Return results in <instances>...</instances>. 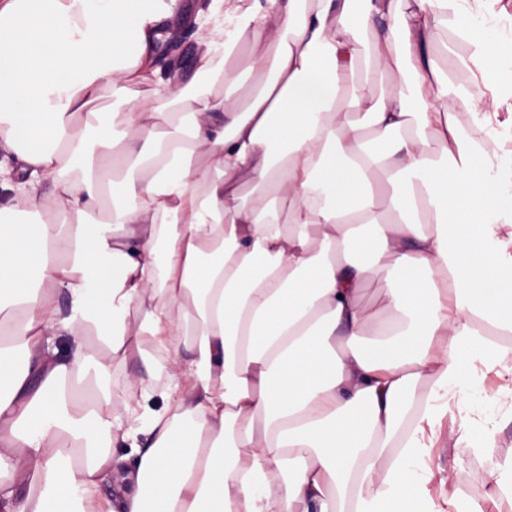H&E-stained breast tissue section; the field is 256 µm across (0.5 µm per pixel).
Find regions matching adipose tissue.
<instances>
[{
  "instance_id": "1",
  "label": "adipose tissue",
  "mask_w": 512,
  "mask_h": 512,
  "mask_svg": "<svg viewBox=\"0 0 512 512\" xmlns=\"http://www.w3.org/2000/svg\"><path fill=\"white\" fill-rule=\"evenodd\" d=\"M177 3L0 0V512H437L426 430L453 415L456 446L492 447V414L461 401L487 370L512 397V46L473 24L496 0H206L175 86L155 58ZM442 28L470 46L444 66ZM367 30L383 95L355 76ZM251 42L241 107L228 65ZM91 331L111 355L191 352L156 367L163 411L129 395L149 437L115 500L107 443L133 435L77 403L105 366Z\"/></svg>"
}]
</instances>
